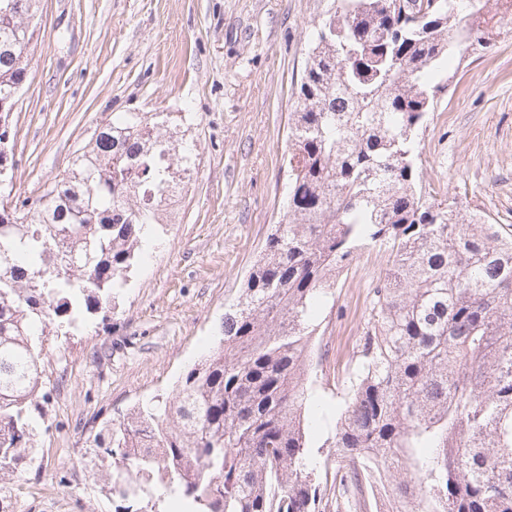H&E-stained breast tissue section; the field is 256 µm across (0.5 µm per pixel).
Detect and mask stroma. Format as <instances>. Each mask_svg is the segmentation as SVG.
Returning a JSON list of instances; mask_svg holds the SVG:
<instances>
[{
	"instance_id": "stroma-1",
	"label": "stroma",
	"mask_w": 512,
	"mask_h": 512,
	"mask_svg": "<svg viewBox=\"0 0 512 512\" xmlns=\"http://www.w3.org/2000/svg\"><path fill=\"white\" fill-rule=\"evenodd\" d=\"M332 0H42L27 79L11 117V198H35L120 112L191 110L195 170L176 212L151 229L115 312L47 336L49 398L33 460L6 486L10 512H115L93 466L95 433L171 390L215 345L282 216L288 114L308 33ZM448 86L418 130L422 180L440 202L512 224V38L448 62ZM387 255L361 250L322 311L308 374L317 400L342 382Z\"/></svg>"
}]
</instances>
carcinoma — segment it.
<instances>
[{
  "label": "carcinoma",
  "mask_w": 512,
  "mask_h": 512,
  "mask_svg": "<svg viewBox=\"0 0 512 512\" xmlns=\"http://www.w3.org/2000/svg\"><path fill=\"white\" fill-rule=\"evenodd\" d=\"M0 0V100L16 97L38 0ZM338 0L312 33L288 135V198L222 338L170 393L94 438L123 512L161 488L180 512H512V224L439 203L413 139L445 88L443 63L480 28L512 36L489 0ZM112 117L35 199L0 201V485L34 448L44 333L116 309L161 223L167 189L195 166L178 131ZM388 254L370 321L343 381L324 466L305 385L308 341L336 272Z\"/></svg>",
  "instance_id": "cac0c4a2"
}]
</instances>
